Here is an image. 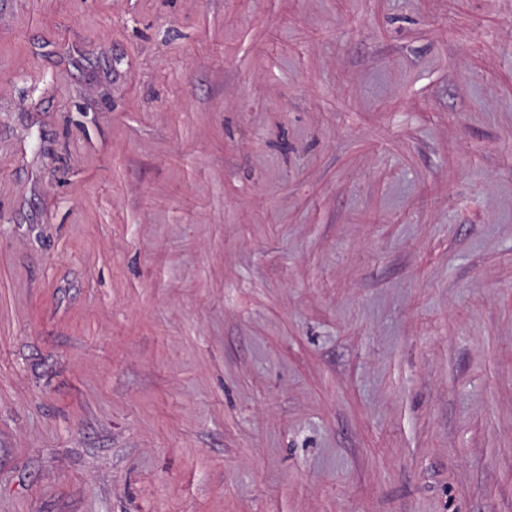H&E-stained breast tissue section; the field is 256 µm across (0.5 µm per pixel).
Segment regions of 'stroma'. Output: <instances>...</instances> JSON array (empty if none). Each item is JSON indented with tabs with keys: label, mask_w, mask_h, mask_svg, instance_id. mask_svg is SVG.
<instances>
[{
	"label": "stroma",
	"mask_w": 512,
	"mask_h": 512,
	"mask_svg": "<svg viewBox=\"0 0 512 512\" xmlns=\"http://www.w3.org/2000/svg\"><path fill=\"white\" fill-rule=\"evenodd\" d=\"M0 512H512V0H0Z\"/></svg>",
	"instance_id": "1"
}]
</instances>
